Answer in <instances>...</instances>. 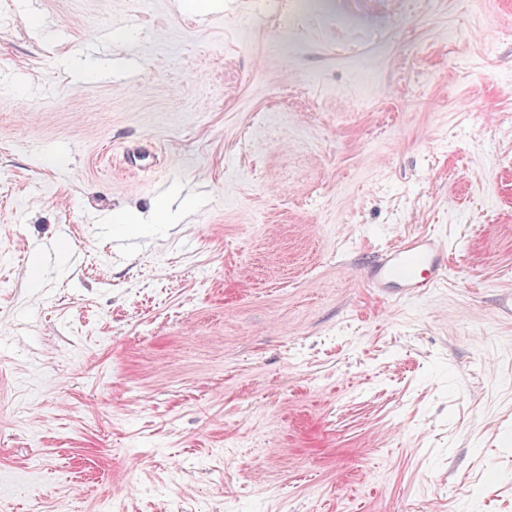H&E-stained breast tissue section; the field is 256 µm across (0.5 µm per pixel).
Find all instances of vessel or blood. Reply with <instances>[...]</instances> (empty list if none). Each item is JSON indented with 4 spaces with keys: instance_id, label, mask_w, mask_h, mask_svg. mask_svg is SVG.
<instances>
[{
    "instance_id": "obj_1",
    "label": "vessel or blood",
    "mask_w": 512,
    "mask_h": 512,
    "mask_svg": "<svg viewBox=\"0 0 512 512\" xmlns=\"http://www.w3.org/2000/svg\"><path fill=\"white\" fill-rule=\"evenodd\" d=\"M445 273V249L435 239L416 237L386 250L369 269L376 288H397L415 296L433 287Z\"/></svg>"
}]
</instances>
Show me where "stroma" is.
<instances>
[{"label":"stroma","mask_w":512,"mask_h":512,"mask_svg":"<svg viewBox=\"0 0 512 512\" xmlns=\"http://www.w3.org/2000/svg\"><path fill=\"white\" fill-rule=\"evenodd\" d=\"M0 244V512H512V0H0ZM445 273V248L433 238L416 237L386 250L369 269L374 288H401L402 296L419 295Z\"/></svg>","instance_id":"35a3bbf8"}]
</instances>
